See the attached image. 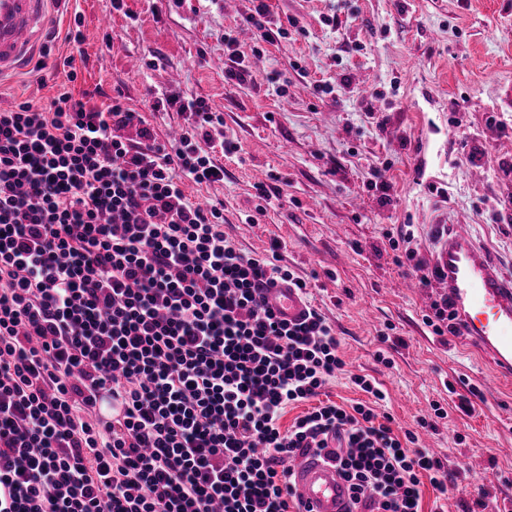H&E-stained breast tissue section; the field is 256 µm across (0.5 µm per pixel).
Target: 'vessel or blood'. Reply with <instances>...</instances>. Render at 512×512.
<instances>
[{"instance_id": "b4317fda", "label": "vessel or blood", "mask_w": 512, "mask_h": 512, "mask_svg": "<svg viewBox=\"0 0 512 512\" xmlns=\"http://www.w3.org/2000/svg\"><path fill=\"white\" fill-rule=\"evenodd\" d=\"M65 0H0V78L28 64L57 6ZM434 265L464 323L463 332L490 358L497 380L512 378V277L505 275L473 239L469 225L439 235ZM263 299L280 319L294 323L305 310L301 294L278 283ZM301 512H354L347 480L335 462L307 454L290 463Z\"/></svg>"}]
</instances>
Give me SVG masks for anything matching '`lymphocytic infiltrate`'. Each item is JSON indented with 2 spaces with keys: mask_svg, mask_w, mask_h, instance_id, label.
Returning <instances> with one entry per match:
<instances>
[{
  "mask_svg": "<svg viewBox=\"0 0 512 512\" xmlns=\"http://www.w3.org/2000/svg\"><path fill=\"white\" fill-rule=\"evenodd\" d=\"M178 110L190 129L164 141L118 95L0 111V512H288L286 461L310 451L364 512L447 498L452 473L375 412L373 380L351 377L367 402L321 400L345 366L333 329L314 308L280 320L260 288L307 282L279 243L246 255L186 196L235 145L203 100Z\"/></svg>",
  "mask_w": 512,
  "mask_h": 512,
  "instance_id": "obj_1",
  "label": "lymphocytic infiltrate"
}]
</instances>
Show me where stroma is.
<instances>
[{
	"label": "stroma",
	"instance_id": "35a3bbf8",
	"mask_svg": "<svg viewBox=\"0 0 512 512\" xmlns=\"http://www.w3.org/2000/svg\"><path fill=\"white\" fill-rule=\"evenodd\" d=\"M224 2L124 0L118 12L112 0H70L52 22L53 53L74 56L77 81L30 70L1 83L0 98L45 104L67 83L102 105L118 87L161 138L187 123L176 108L153 110L156 97L205 100L239 150L222 157L223 181L189 182L185 193L223 203L224 232L243 252L261 256L279 241L283 265L307 278V300L346 362L325 396L362 401L350 377L370 375L388 393L381 412L410 429L440 403L445 418L419 444L435 449L456 488L442 501L425 489L422 512H469L482 487L512 512V387L486 393L491 361L468 337L424 324L437 292L396 289L417 272L396 263L386 238L413 225L412 246L429 264L436 230L468 224L512 275V0H265L274 23L295 18L302 29L267 46L264 69L245 84L228 75L224 37L250 53L251 3L228 12ZM76 21L78 44L63 37ZM324 83L335 97H321ZM386 160L381 191L370 171ZM259 183L280 189L261 215ZM463 396L471 413L457 408Z\"/></svg>",
	"mask_w": 512,
	"mask_h": 512
}]
</instances>
